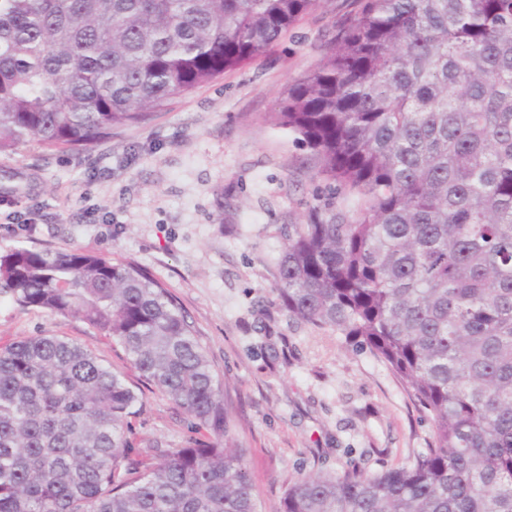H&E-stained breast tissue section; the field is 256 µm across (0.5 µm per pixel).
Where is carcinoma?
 <instances>
[{
    "instance_id": "1",
    "label": "carcinoma",
    "mask_w": 512,
    "mask_h": 512,
    "mask_svg": "<svg viewBox=\"0 0 512 512\" xmlns=\"http://www.w3.org/2000/svg\"><path fill=\"white\" fill-rule=\"evenodd\" d=\"M279 123L343 205L289 224L288 317L384 362L431 420L407 465L300 476L272 512H512V0H354ZM319 0H0V154L74 156L268 54ZM0 296L112 338L196 436L142 455L125 377L58 336L0 347V512H258L180 302L94 251L0 255Z\"/></svg>"
}]
</instances>
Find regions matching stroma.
Returning <instances> with one entry per match:
<instances>
[{
    "label": "stroma",
    "instance_id": "1",
    "mask_svg": "<svg viewBox=\"0 0 512 512\" xmlns=\"http://www.w3.org/2000/svg\"><path fill=\"white\" fill-rule=\"evenodd\" d=\"M351 0H320L269 54L116 128L87 157L31 141L0 155V254L82 247L147 269L177 297L223 376L228 439L264 512L300 475L375 473L432 443L426 414L385 363L330 329L289 320L273 290L286 225L313 201L307 150L272 119L317 68ZM67 338L139 384L111 338L73 316L0 298V347ZM139 451L181 447L187 416L144 389Z\"/></svg>",
    "mask_w": 512,
    "mask_h": 512
}]
</instances>
